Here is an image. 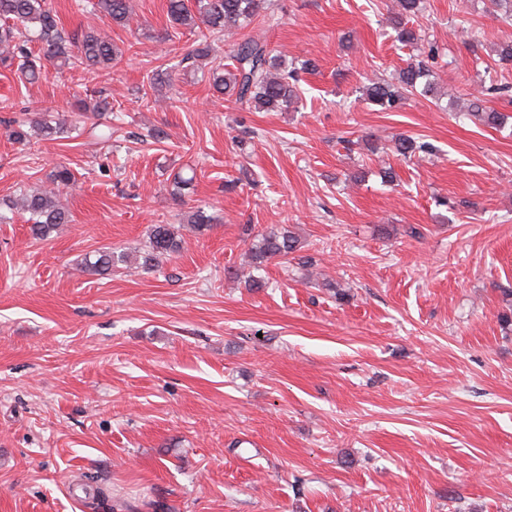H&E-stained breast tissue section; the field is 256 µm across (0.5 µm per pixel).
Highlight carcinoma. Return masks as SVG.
Returning <instances> with one entry per match:
<instances>
[{"label": "carcinoma", "mask_w": 512, "mask_h": 512, "mask_svg": "<svg viewBox=\"0 0 512 512\" xmlns=\"http://www.w3.org/2000/svg\"><path fill=\"white\" fill-rule=\"evenodd\" d=\"M91 7L108 16L112 23L129 27L136 12L131 0H95ZM401 12L393 18L398 40L419 51V60L407 66L390 81L373 82L363 88L366 99L385 109H396L417 91L423 95L435 93V82L428 60L436 58L437 48L418 44L415 30L406 26L404 18L418 13L420 0H400ZM169 21L190 30L205 29L201 33L203 47L187 56L192 63L205 61L209 66L212 88L221 94L228 93L234 103L266 112H287L298 103V72L312 71L314 66L306 61L302 66L287 67L274 56L267 45L244 33L264 9V0H195L189 7L187 0H166ZM41 42L47 61L58 68L84 67L94 73L109 72L119 63L118 52L112 38L102 32L85 31L67 36L59 29V19L46 0H0V64L17 65L21 80L34 83L41 78L43 65L40 58L27 48L33 40ZM227 46L225 57L218 56L215 45ZM229 63H224V59ZM471 111L487 125L501 123L502 115L487 111L479 102L470 103ZM68 134L63 123L51 124L44 118L16 120L10 137L17 143L32 138L51 139ZM396 151L405 159L427 154L431 146L411 137L399 136ZM76 178L73 171L61 165L52 172L49 185L23 186L16 196L6 202L12 211L29 215L30 230L39 239L60 224H67L70 215L61 204V192L73 188ZM181 240L169 224H156L150 232L149 249L142 255L141 267L160 265L163 258L176 253ZM298 240L283 230H271L263 235L252 248L253 268L258 269L268 260L288 256L297 251ZM129 255L124 251L102 250L96 259H84L81 269L94 274H110L112 270L129 267Z\"/></svg>", "instance_id": "carcinoma-1"}]
</instances>
